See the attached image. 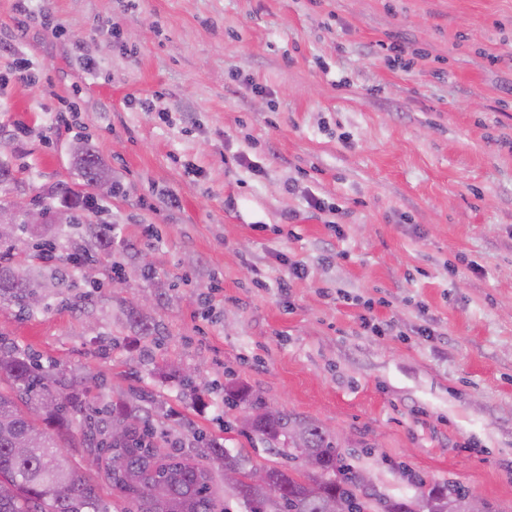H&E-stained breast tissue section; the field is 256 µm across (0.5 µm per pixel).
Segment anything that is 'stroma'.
Instances as JSON below:
<instances>
[{"instance_id": "stroma-1", "label": "stroma", "mask_w": 512, "mask_h": 512, "mask_svg": "<svg viewBox=\"0 0 512 512\" xmlns=\"http://www.w3.org/2000/svg\"><path fill=\"white\" fill-rule=\"evenodd\" d=\"M70 110L78 129L53 121ZM83 142L118 183L90 214L112 250L64 225L58 252L93 270L33 314L0 303V337L88 403L152 408L155 445L199 464L197 431L287 465L233 383L323 425L388 497L452 482L512 512V0H0L8 196L81 188ZM81 439L79 474L137 512Z\"/></svg>"}]
</instances>
